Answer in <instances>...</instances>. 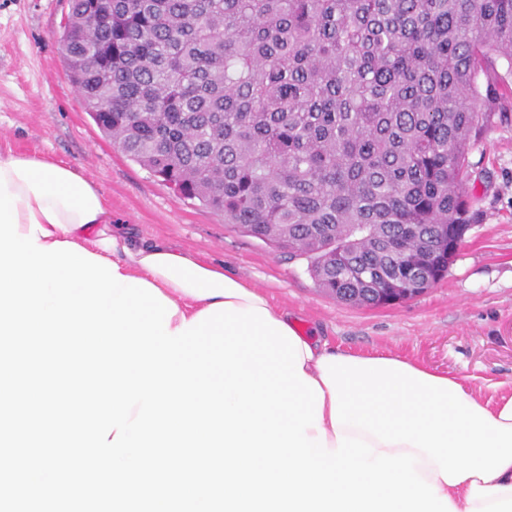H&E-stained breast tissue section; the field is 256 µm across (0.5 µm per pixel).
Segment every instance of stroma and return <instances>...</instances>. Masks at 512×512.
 I'll return each mask as SVG.
<instances>
[{"instance_id":"35a3bbf8","label":"stroma","mask_w":512,"mask_h":512,"mask_svg":"<svg viewBox=\"0 0 512 512\" xmlns=\"http://www.w3.org/2000/svg\"><path fill=\"white\" fill-rule=\"evenodd\" d=\"M67 11L68 0H0L1 155L69 166L102 190L113 229L223 267L333 350L424 363L463 379L485 401L512 386V107L468 156L475 220L445 277L405 303L354 307L316 288L304 260L273 252L180 198L99 130L66 75L60 33Z\"/></svg>"}]
</instances>
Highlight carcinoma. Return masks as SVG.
I'll return each instance as SVG.
<instances>
[{
    "label": "carcinoma",
    "instance_id": "carcinoma-1",
    "mask_svg": "<svg viewBox=\"0 0 512 512\" xmlns=\"http://www.w3.org/2000/svg\"><path fill=\"white\" fill-rule=\"evenodd\" d=\"M67 75L125 155L358 307L446 266L512 82V0H70Z\"/></svg>",
    "mask_w": 512,
    "mask_h": 512
}]
</instances>
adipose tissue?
<instances>
[{"mask_svg":"<svg viewBox=\"0 0 512 512\" xmlns=\"http://www.w3.org/2000/svg\"><path fill=\"white\" fill-rule=\"evenodd\" d=\"M9 193L18 195V231L38 221L40 245L72 242L115 263L175 303L171 328L222 302L267 307L266 297L239 278L171 245L137 246L113 233L99 187L44 157L0 155ZM307 378L324 392L328 450L338 436L366 441L388 454L414 453L415 471L446 496L456 512H512V394L481 401L465 382L397 356L343 354L311 337L299 345Z\"/></svg>","mask_w":512,"mask_h":512,"instance_id":"1","label":"adipose tissue"}]
</instances>
